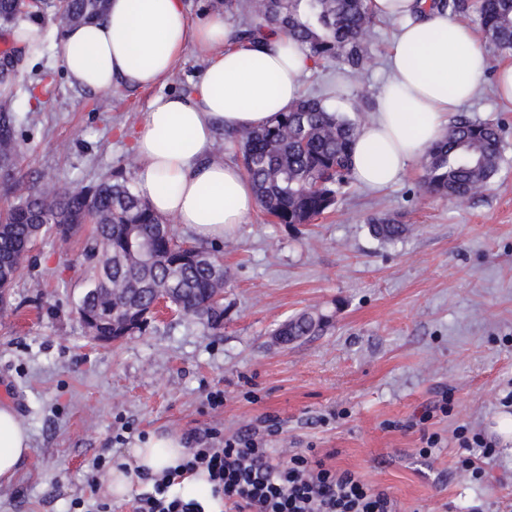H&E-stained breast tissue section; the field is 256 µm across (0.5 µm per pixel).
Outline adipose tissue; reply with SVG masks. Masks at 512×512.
Returning a JSON list of instances; mask_svg holds the SVG:
<instances>
[{
  "label": "adipose tissue",
  "mask_w": 512,
  "mask_h": 512,
  "mask_svg": "<svg viewBox=\"0 0 512 512\" xmlns=\"http://www.w3.org/2000/svg\"><path fill=\"white\" fill-rule=\"evenodd\" d=\"M377 17L404 24L388 53L389 83L353 145V176L382 189L393 184L448 130L489 66L472 26L447 13H420L417 0H371ZM208 65L185 95L152 98L131 138L140 161L136 190L158 214L202 241L234 235L256 206L239 166L213 157L219 132L249 130L288 111L302 95L312 60L280 35L235 43L223 17L190 24L182 0H109L98 21L66 31L61 65L72 85L91 91L161 85L187 47ZM31 451L30 434L12 407L0 405V483L10 482ZM180 436L153 434L118 457L106 489L129 495L136 473L177 467Z\"/></svg>",
  "instance_id": "adipose-tissue-1"
}]
</instances>
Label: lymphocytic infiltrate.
<instances>
[{"label":"lymphocytic infiltrate","mask_w":512,"mask_h":512,"mask_svg":"<svg viewBox=\"0 0 512 512\" xmlns=\"http://www.w3.org/2000/svg\"><path fill=\"white\" fill-rule=\"evenodd\" d=\"M201 470L225 512H398L386 491L309 452L281 460L265 441L224 440L214 432L198 439L177 468L154 477L151 491L138 495L133 512H206L202 503L172 491L177 480Z\"/></svg>","instance_id":"lymphocytic-infiltrate-1"}]
</instances>
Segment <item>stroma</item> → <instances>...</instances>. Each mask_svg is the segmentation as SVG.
Wrapping results in <instances>:
<instances>
[{
    "instance_id": "1",
    "label": "stroma",
    "mask_w": 512,
    "mask_h": 512,
    "mask_svg": "<svg viewBox=\"0 0 512 512\" xmlns=\"http://www.w3.org/2000/svg\"><path fill=\"white\" fill-rule=\"evenodd\" d=\"M28 23L42 47L23 55L13 79L19 156L0 168V209L47 175L86 184L108 176L131 153L153 94L188 91L206 64L189 48L158 91L120 85L103 97L70 85L52 14ZM401 26L379 21L359 71L313 64L304 94L369 121ZM458 114L502 128L503 162L482 193L463 202L426 194L415 162L382 190L350 183L311 224L253 211L220 243L230 281L217 334L165 309L145 331L95 344L73 314L89 277L83 238L38 243L12 315L0 316V404L32 443L0 485V512H70L98 455L116 457L153 433L207 430L315 449L386 490L399 512H512V441L497 440L475 480L457 469L453 437L465 425L495 438L497 417L512 416V104L489 72ZM379 216L407 225L406 236L375 238L368 222ZM304 311L326 315L324 329L280 343L276 330ZM215 391L224 394L218 407ZM444 395L446 415L435 408ZM432 432L441 446L421 459Z\"/></svg>"
}]
</instances>
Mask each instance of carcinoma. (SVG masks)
Segmentation results:
<instances>
[{"label":"carcinoma","mask_w":512,"mask_h":512,"mask_svg":"<svg viewBox=\"0 0 512 512\" xmlns=\"http://www.w3.org/2000/svg\"><path fill=\"white\" fill-rule=\"evenodd\" d=\"M107 0H61L54 19L62 28L99 17ZM46 4L0 0V20L36 16ZM465 9L463 0H431L421 12ZM481 31L499 50L512 51V0H478ZM226 19L237 18L232 40L253 42L285 33L316 62H341L358 70L371 58L369 33L376 16L370 0H224ZM359 125L319 95L304 97L271 123L233 131L240 166L254 185L263 212L277 224H310L332 209L352 175V147ZM18 151L0 115V164ZM501 126L458 119L424 157L422 186L450 200L482 192L499 171ZM135 157L121 161L112 175L93 184L50 180L17 196L0 213V314L11 310L10 291L24 276L30 254L45 236L60 239L92 224L85 256L88 285L75 313L91 336H130L147 327L157 299L210 330L224 326L228 272L215 247L179 239L166 218L135 192ZM371 233L394 243L407 227L387 217L373 218ZM323 314L302 312L276 335L291 342L322 330Z\"/></svg>","instance_id":"cac0c4a2"}]
</instances>
